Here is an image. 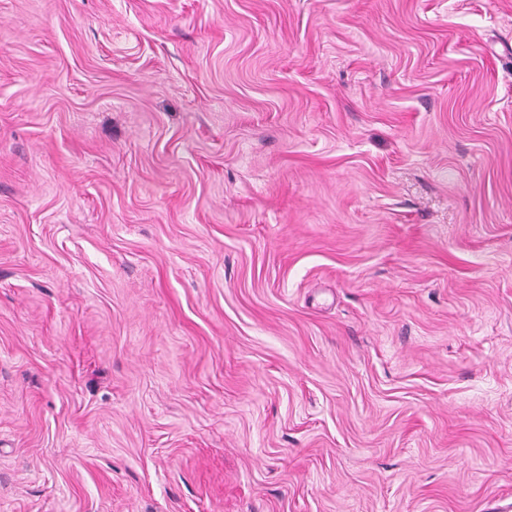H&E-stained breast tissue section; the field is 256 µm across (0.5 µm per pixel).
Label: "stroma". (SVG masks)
I'll return each mask as SVG.
<instances>
[{
  "instance_id": "35a3bbf8",
  "label": "stroma",
  "mask_w": 512,
  "mask_h": 512,
  "mask_svg": "<svg viewBox=\"0 0 512 512\" xmlns=\"http://www.w3.org/2000/svg\"><path fill=\"white\" fill-rule=\"evenodd\" d=\"M512 508V0H0V512Z\"/></svg>"
}]
</instances>
